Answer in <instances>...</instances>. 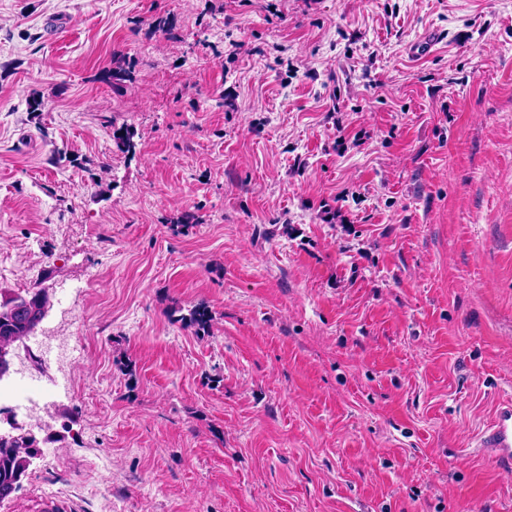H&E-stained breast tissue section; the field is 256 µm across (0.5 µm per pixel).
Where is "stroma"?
<instances>
[{"label":"stroma","instance_id":"35a3bbf8","mask_svg":"<svg viewBox=\"0 0 512 512\" xmlns=\"http://www.w3.org/2000/svg\"><path fill=\"white\" fill-rule=\"evenodd\" d=\"M39 287L73 361L31 353L0 512H512V0H0V288ZM179 320L187 327L194 328L195 332L200 334V336L201 333L204 336L206 333H209L211 328L212 315L207 306L198 304L189 310L188 315H181ZM490 460L497 466L512 469V402L501 404L490 425L479 438ZM9 423L12 429L20 430L11 421ZM37 438L31 428L23 432L20 430L12 437L0 433V500L10 497L21 487L23 479L28 474L26 458L30 455L29 446L22 442L30 443Z\"/></svg>","mask_w":512,"mask_h":512}]
</instances>
